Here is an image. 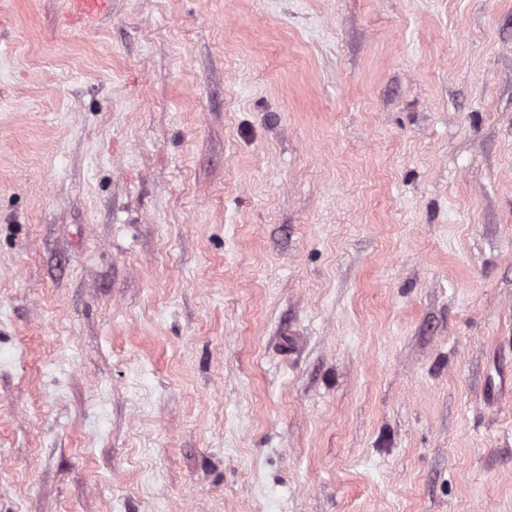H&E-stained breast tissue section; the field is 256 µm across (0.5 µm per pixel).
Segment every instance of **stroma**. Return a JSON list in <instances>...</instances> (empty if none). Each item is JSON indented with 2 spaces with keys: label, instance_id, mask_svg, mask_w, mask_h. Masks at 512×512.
I'll use <instances>...</instances> for the list:
<instances>
[{
  "label": "stroma",
  "instance_id": "stroma-1",
  "mask_svg": "<svg viewBox=\"0 0 512 512\" xmlns=\"http://www.w3.org/2000/svg\"><path fill=\"white\" fill-rule=\"evenodd\" d=\"M0 512H512V0H0ZM111 0H69L73 18L95 24L110 11Z\"/></svg>",
  "mask_w": 512,
  "mask_h": 512
}]
</instances>
